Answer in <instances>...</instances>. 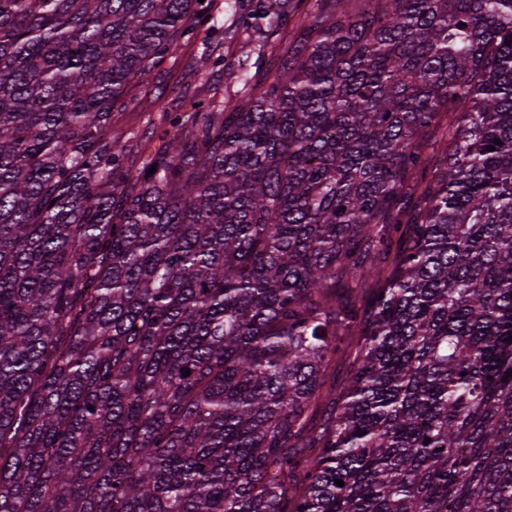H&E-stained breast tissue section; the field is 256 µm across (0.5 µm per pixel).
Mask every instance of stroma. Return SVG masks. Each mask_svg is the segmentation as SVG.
<instances>
[{
	"label": "stroma",
	"mask_w": 512,
	"mask_h": 512,
	"mask_svg": "<svg viewBox=\"0 0 512 512\" xmlns=\"http://www.w3.org/2000/svg\"><path fill=\"white\" fill-rule=\"evenodd\" d=\"M240 50L238 41L209 38L202 26L176 58L153 72L149 82L128 87L124 104L114 111L112 123L131 135L129 165L140 167L146 154L160 145L163 113L177 111L192 101H219L227 94L223 71L198 69L197 60L208 53L231 62Z\"/></svg>",
	"instance_id": "stroma-1"
}]
</instances>
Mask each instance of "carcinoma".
<instances>
[{"label": "carcinoma", "instance_id": "obj_1", "mask_svg": "<svg viewBox=\"0 0 512 512\" xmlns=\"http://www.w3.org/2000/svg\"><path fill=\"white\" fill-rule=\"evenodd\" d=\"M282 2L0 0V512H512V0ZM208 25L198 28L197 34L186 42L176 58L154 71L149 82L132 84L124 96V106L112 114V126L132 133L128 147V164L141 166L148 152L160 145L166 124L164 112H176L191 101H221L230 91L223 69L198 70L196 61L205 53L221 56L226 63L240 54L236 40L210 39Z\"/></svg>", "mask_w": 512, "mask_h": 512}]
</instances>
